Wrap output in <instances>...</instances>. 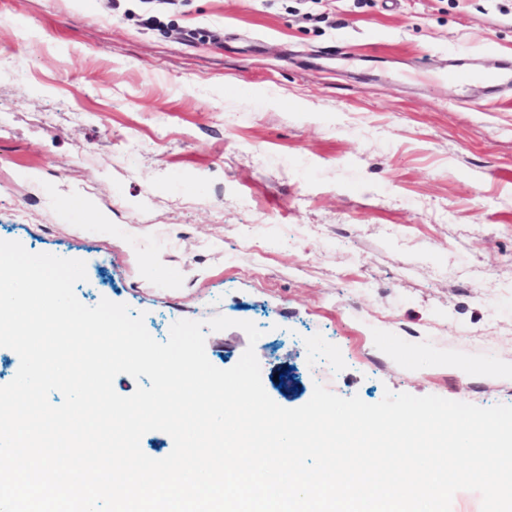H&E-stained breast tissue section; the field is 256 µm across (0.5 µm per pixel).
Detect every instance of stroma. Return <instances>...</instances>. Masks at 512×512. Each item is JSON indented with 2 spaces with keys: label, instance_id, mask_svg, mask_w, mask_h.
<instances>
[{
  "label": "stroma",
  "instance_id": "obj_1",
  "mask_svg": "<svg viewBox=\"0 0 512 512\" xmlns=\"http://www.w3.org/2000/svg\"><path fill=\"white\" fill-rule=\"evenodd\" d=\"M512 0H0V240L315 385L512 405ZM290 374L280 385L277 376ZM459 61H453L448 66V83L466 90L475 84L484 83L481 89L485 98H493L499 93L512 90V58H503L500 70L492 75L486 74L479 67L460 68Z\"/></svg>",
  "mask_w": 512,
  "mask_h": 512
}]
</instances>
